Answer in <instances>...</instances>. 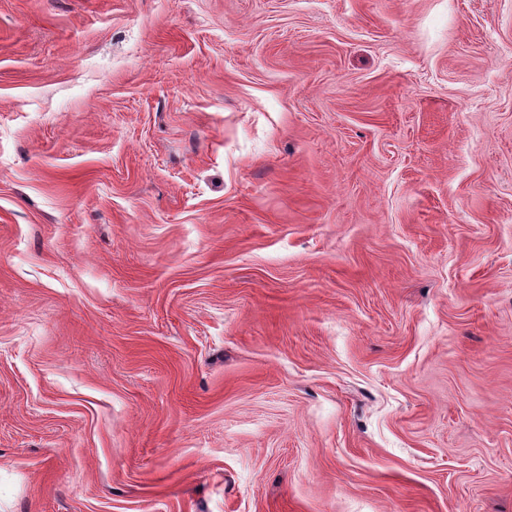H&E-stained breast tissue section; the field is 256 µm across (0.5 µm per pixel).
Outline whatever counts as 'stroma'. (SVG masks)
<instances>
[{
  "instance_id": "stroma-1",
  "label": "stroma",
  "mask_w": 512,
  "mask_h": 512,
  "mask_svg": "<svg viewBox=\"0 0 512 512\" xmlns=\"http://www.w3.org/2000/svg\"><path fill=\"white\" fill-rule=\"evenodd\" d=\"M0 512H512V0H0Z\"/></svg>"
}]
</instances>
